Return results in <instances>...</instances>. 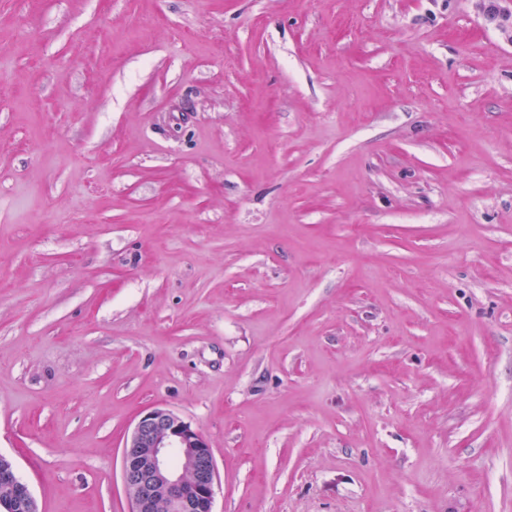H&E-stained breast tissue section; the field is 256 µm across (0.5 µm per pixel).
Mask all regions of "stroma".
I'll return each mask as SVG.
<instances>
[{
    "label": "stroma",
    "mask_w": 512,
    "mask_h": 512,
    "mask_svg": "<svg viewBox=\"0 0 512 512\" xmlns=\"http://www.w3.org/2000/svg\"><path fill=\"white\" fill-rule=\"evenodd\" d=\"M489 0H0V454L129 512H512V35ZM176 461L172 462L170 454ZM130 512H214L218 473L201 429L164 408L139 418L121 451Z\"/></svg>",
    "instance_id": "1"
}]
</instances>
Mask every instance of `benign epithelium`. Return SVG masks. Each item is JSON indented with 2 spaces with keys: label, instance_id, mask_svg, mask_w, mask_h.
<instances>
[{
  "label": "benign epithelium",
  "instance_id": "7a95c632",
  "mask_svg": "<svg viewBox=\"0 0 512 512\" xmlns=\"http://www.w3.org/2000/svg\"><path fill=\"white\" fill-rule=\"evenodd\" d=\"M131 512H214L218 473L201 429L164 408L139 418L121 451ZM0 512H39L29 484L0 454Z\"/></svg>",
  "mask_w": 512,
  "mask_h": 512
}]
</instances>
